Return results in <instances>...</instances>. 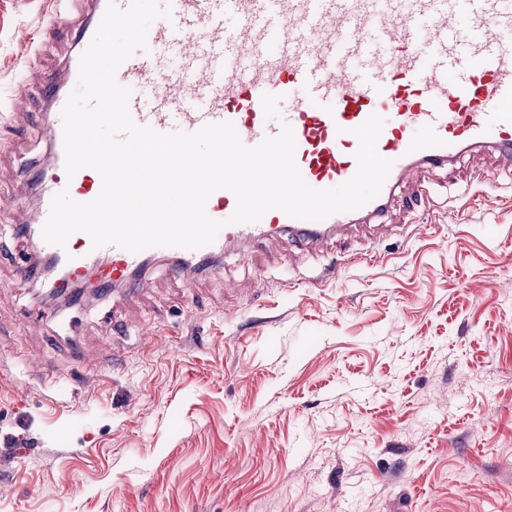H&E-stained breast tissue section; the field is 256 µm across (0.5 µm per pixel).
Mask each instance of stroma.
<instances>
[{
    "label": "stroma",
    "mask_w": 512,
    "mask_h": 512,
    "mask_svg": "<svg viewBox=\"0 0 512 512\" xmlns=\"http://www.w3.org/2000/svg\"><path fill=\"white\" fill-rule=\"evenodd\" d=\"M74 12L0 0V512H512L498 156L320 244L234 246L190 279L156 260L139 290L54 302L19 277L50 157L23 77L73 54Z\"/></svg>",
    "instance_id": "stroma-1"
}]
</instances>
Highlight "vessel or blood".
Instances as JSON below:
<instances>
[{
	"label": "vessel or blood",
	"instance_id": "obj_1",
	"mask_svg": "<svg viewBox=\"0 0 512 512\" xmlns=\"http://www.w3.org/2000/svg\"><path fill=\"white\" fill-rule=\"evenodd\" d=\"M112 0H87L88 14L73 26L76 52L55 73L37 74L46 107L41 130L53 162L38 171L33 221L42 230L53 196L68 190L77 202L94 200L97 171L65 172L61 111L77 85L80 54ZM170 18L151 23L147 47L118 69L132 91L133 120L165 133L194 132L232 122L246 146L277 135L288 123L295 162L305 182L325 189L351 179L358 140L370 115L383 118L377 141L393 166L377 197L353 211L320 221L271 210L254 223L233 224L234 195L221 189L206 203L221 221L215 241L189 250L152 247L132 253L114 245L93 248L73 233L65 246L38 241L35 261H53L63 285L137 289L156 258L174 274L195 275L234 243L274 233L298 242L327 238L351 224H368L393 206L400 184L416 171L436 175L469 152L490 149L512 161V0H165ZM237 19L224 25L225 14ZM281 96L280 120L266 118L263 95Z\"/></svg>",
	"mask_w": 512,
	"mask_h": 512
}]
</instances>
